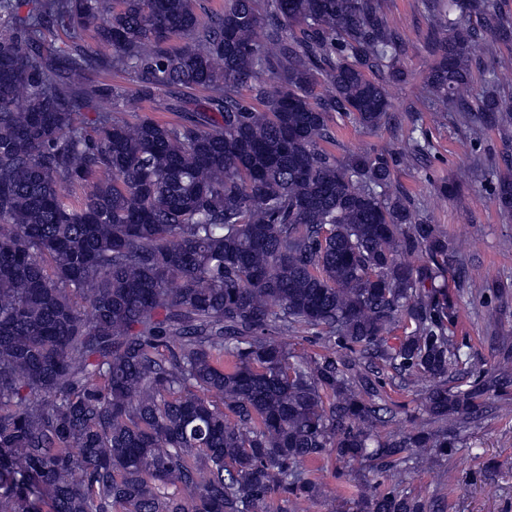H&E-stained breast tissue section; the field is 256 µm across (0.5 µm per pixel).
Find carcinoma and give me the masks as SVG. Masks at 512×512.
<instances>
[{
	"label": "carcinoma",
	"instance_id": "obj_1",
	"mask_svg": "<svg viewBox=\"0 0 512 512\" xmlns=\"http://www.w3.org/2000/svg\"><path fill=\"white\" fill-rule=\"evenodd\" d=\"M202 2L0 0V512H306L332 454L361 465L350 512H427L384 478L483 408L486 384H451L463 248L395 183L421 140L323 147L335 112L386 123L409 44L387 0ZM423 8L436 111L508 132L512 66L485 61L512 15ZM103 71L181 119H130ZM497 199L512 218V179ZM306 334L345 356L278 341ZM378 364L421 396L385 441Z\"/></svg>",
	"mask_w": 512,
	"mask_h": 512
}]
</instances>
